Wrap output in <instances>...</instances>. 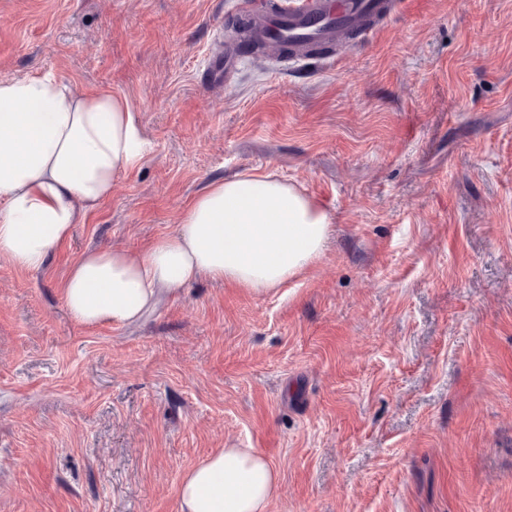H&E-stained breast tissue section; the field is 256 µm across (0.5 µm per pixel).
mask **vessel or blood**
Instances as JSON below:
<instances>
[{
  "mask_svg": "<svg viewBox=\"0 0 512 512\" xmlns=\"http://www.w3.org/2000/svg\"><path fill=\"white\" fill-rule=\"evenodd\" d=\"M392 7L391 0H285L281 9L262 13L256 30L264 41L287 44L290 57L302 58L312 47L335 44L351 30L378 34ZM239 63L235 47L225 46L213 60L215 83Z\"/></svg>",
  "mask_w": 512,
  "mask_h": 512,
  "instance_id": "b4317fda",
  "label": "vessel or blood"
}]
</instances>
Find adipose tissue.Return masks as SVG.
Returning <instances> with one entry per match:
<instances>
[{"mask_svg": "<svg viewBox=\"0 0 512 512\" xmlns=\"http://www.w3.org/2000/svg\"><path fill=\"white\" fill-rule=\"evenodd\" d=\"M146 152L141 114L126 97L81 92L52 71L0 78V259L43 269ZM329 231L324 205L273 174L216 179L145 250L83 253L62 284L64 302L78 323L130 324L201 278L264 294L320 259ZM277 485L264 454L222 448L182 476L179 512H268Z\"/></svg>", "mask_w": 512, "mask_h": 512, "instance_id": "1", "label": "adipose tissue"}]
</instances>
